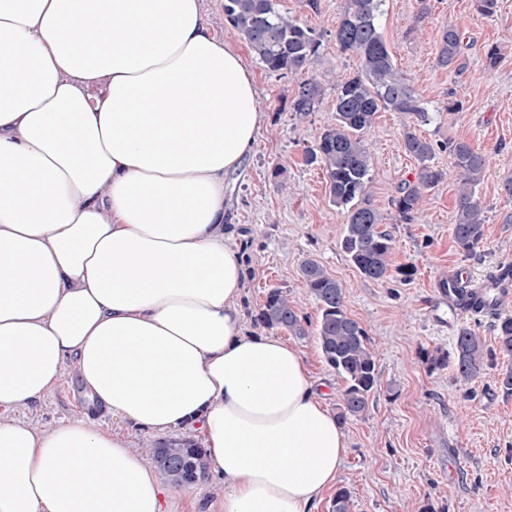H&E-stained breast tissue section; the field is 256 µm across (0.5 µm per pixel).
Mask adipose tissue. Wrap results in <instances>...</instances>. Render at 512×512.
<instances>
[{"mask_svg": "<svg viewBox=\"0 0 512 512\" xmlns=\"http://www.w3.org/2000/svg\"><path fill=\"white\" fill-rule=\"evenodd\" d=\"M265 120L198 0H0V512H169L122 437L6 418L72 365L113 418L202 432L220 512H314L345 434L301 353L242 332L224 176Z\"/></svg>", "mask_w": 512, "mask_h": 512, "instance_id": "adipose-tissue-1", "label": "adipose tissue"}]
</instances>
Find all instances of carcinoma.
Masks as SVG:
<instances>
[{
	"instance_id": "1",
	"label": "carcinoma",
	"mask_w": 512,
	"mask_h": 512,
	"mask_svg": "<svg viewBox=\"0 0 512 512\" xmlns=\"http://www.w3.org/2000/svg\"><path fill=\"white\" fill-rule=\"evenodd\" d=\"M384 0H344L334 31L336 46L358 56V71L335 80V115L314 146L305 151L307 162L323 166L332 202L346 209V228L341 248L365 278L383 280L391 275L389 256L391 235L379 229L381 216L367 203L372 183L371 155L366 133L377 112L385 109L405 112L420 124L430 122L427 108L407 78L395 67L378 27ZM224 19L236 29L263 66L281 75L297 74L312 66L321 55L322 36L282 13L277 0H224ZM463 37L453 25L445 27L437 42L435 65L458 72L462 62ZM323 95L322 78L302 80L290 103V111L307 115L317 109ZM404 150L418 162L415 181L403 184L394 206L403 219L417 211L430 189L445 178V171L433 160L438 150H449L451 165L459 184L453 238L459 251L470 255L484 238L485 211L476 187L488 158L467 141L433 143L414 129L403 136ZM305 288L319 304L320 316L314 336L326 364L346 383L338 421L363 414L378 380L377 357L365 328L345 311L341 283L315 258L299 267ZM253 324L264 330H285L297 337L309 335V322L296 309L288 292L271 289L253 316ZM498 350L489 349L469 328L459 330L453 352H423L433 368H445L453 360L457 375L464 381L478 377L495 359L496 353L512 356V315L496 324ZM151 462L174 485L192 487L208 478L206 453L190 435L158 442Z\"/></svg>"
}]
</instances>
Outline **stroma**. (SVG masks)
Returning <instances> with one entry per match:
<instances>
[{"label": "stroma", "instance_id": "obj_1", "mask_svg": "<svg viewBox=\"0 0 512 512\" xmlns=\"http://www.w3.org/2000/svg\"><path fill=\"white\" fill-rule=\"evenodd\" d=\"M282 13L323 37L324 50L310 74L347 76L359 66L355 54L341 52L333 32L344 0H277ZM204 19L219 39L237 47L251 69L267 121L240 170L225 179L224 210L245 241L246 286L241 300L243 327L270 289L288 290L299 311L317 323L319 305L304 287L299 265L318 259L343 286L345 311L366 329L377 354L378 386L361 416L343 430L347 453L336 489L350 494V512H512V393L498 384L512 368V357L497 356L475 380L458 378L454 368H430L422 351L452 350L454 334L437 329L427 306L437 279L462 269L478 279L512 264V0H499L490 16L478 14L472 0H429L419 18V0H386L380 31L396 67L432 112L421 136L437 143L460 139L490 158L477 195L485 210V236L469 256L458 252L451 226L457 212V182L448 152L436 161L446 177L426 196L421 210L401 219L392 204L402 183L414 180L417 162L403 148L405 130L415 124L404 112H378L367 135L373 164L369 202L391 234L393 274L364 278L340 247L345 212L332 203L323 168L307 163L305 149L334 116L335 90L325 83L315 112L301 117L289 110L299 76L267 71L248 43L224 20V0H200ZM458 27L467 67L454 73L434 64L441 30ZM498 45L501 59L486 67L484 49ZM462 110L448 112L449 102ZM413 275L403 279L399 268ZM277 338L301 351L311 376L326 385L324 403L337 410L343 379L329 368L315 336ZM17 421L47 429L74 418L128 440L151 455L156 434L113 419L83 394L72 372L36 405L13 411Z\"/></svg>", "mask_w": 512, "mask_h": 512}]
</instances>
